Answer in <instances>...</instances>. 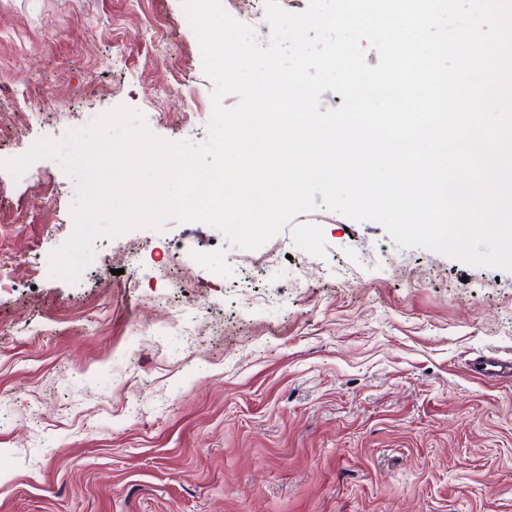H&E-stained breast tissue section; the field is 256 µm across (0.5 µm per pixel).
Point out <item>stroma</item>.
<instances>
[{
  "instance_id": "stroma-1",
  "label": "stroma",
  "mask_w": 512,
  "mask_h": 512,
  "mask_svg": "<svg viewBox=\"0 0 512 512\" xmlns=\"http://www.w3.org/2000/svg\"><path fill=\"white\" fill-rule=\"evenodd\" d=\"M181 0H0V159L117 106L199 142ZM76 183L0 169V512H512V272L325 208L262 247L201 222L50 273ZM193 311L183 336L175 311Z\"/></svg>"
}]
</instances>
